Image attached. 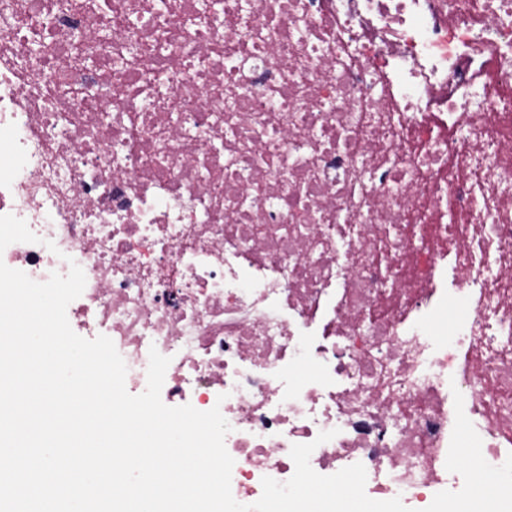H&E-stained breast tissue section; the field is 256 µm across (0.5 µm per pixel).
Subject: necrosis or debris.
Listing matches in <instances>:
<instances>
[{
	"mask_svg": "<svg viewBox=\"0 0 512 512\" xmlns=\"http://www.w3.org/2000/svg\"><path fill=\"white\" fill-rule=\"evenodd\" d=\"M7 214L129 393L154 347L220 407L240 503L331 430L317 473L423 512L457 391L512 454V0H0Z\"/></svg>",
	"mask_w": 512,
	"mask_h": 512,
	"instance_id": "4bbe7bcc",
	"label": "necrosis or debris"
}]
</instances>
